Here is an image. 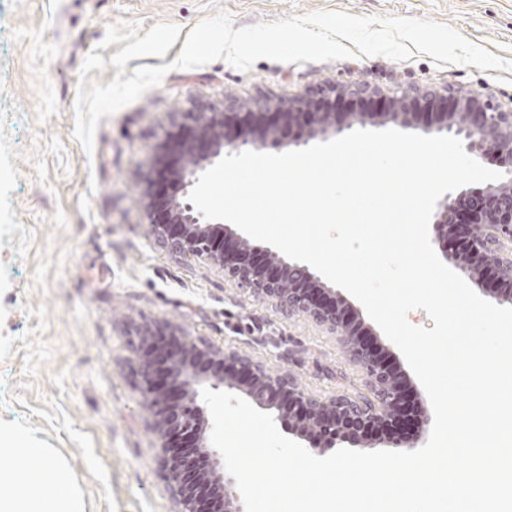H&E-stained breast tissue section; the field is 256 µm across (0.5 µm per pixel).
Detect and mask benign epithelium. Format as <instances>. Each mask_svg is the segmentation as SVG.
<instances>
[{"instance_id": "benign-epithelium-1", "label": "benign epithelium", "mask_w": 512, "mask_h": 512, "mask_svg": "<svg viewBox=\"0 0 512 512\" xmlns=\"http://www.w3.org/2000/svg\"><path fill=\"white\" fill-rule=\"evenodd\" d=\"M377 93L366 81H348L308 89L288 101L260 99L251 107L231 97L224 99L222 109L202 103L195 112L194 135L182 143L181 162L171 170L181 194L168 206L170 223L179 225L182 233L170 235L167 225L152 224L165 246L174 253L206 258L254 297L288 316L310 317L338 338L349 361L364 373L371 392L369 398L336 395L318 399L291 380L268 375L247 355L206 351L188 338L181 353L168 350L155 357L143 356L139 364L142 389L156 417L162 447H169L166 440L183 432L193 437L224 512H244V505L197 405L204 386L214 391L225 387L242 391L257 406L275 411L276 419L288 421V427L312 447L323 450L342 443L357 445L363 439L412 450L430 423L428 410L413 397L407 377L390 362L389 346L335 285L324 281L311 266L252 243L234 225L204 218L188 200L199 175L224 155L286 147L281 132L286 123L304 131L293 141L295 146L342 136L355 125L383 124L379 112L337 111L344 100L368 102ZM388 113L405 129L457 137L470 156L491 161L506 175V181L496 186L455 190L441 197L433 213L431 242L456 273L481 285L484 297L511 304L512 111L504 112L491 100L475 95L442 94L424 86L391 99ZM466 199L474 213L472 250L493 271L494 285H482L477 277L479 266L451 246L459 227L458 209ZM164 465L185 512H203L193 503L186 467L175 464L170 456Z\"/></svg>"}]
</instances>
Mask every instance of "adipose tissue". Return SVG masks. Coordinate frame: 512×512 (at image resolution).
<instances>
[{
    "label": "adipose tissue",
    "instance_id": "1",
    "mask_svg": "<svg viewBox=\"0 0 512 512\" xmlns=\"http://www.w3.org/2000/svg\"><path fill=\"white\" fill-rule=\"evenodd\" d=\"M11 446L12 463L0 467V512H81L68 471L58 459L18 439ZM49 484L57 495H45Z\"/></svg>",
    "mask_w": 512,
    "mask_h": 512
}]
</instances>
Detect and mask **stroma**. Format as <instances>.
I'll return each mask as SVG.
<instances>
[{
  "mask_svg": "<svg viewBox=\"0 0 512 512\" xmlns=\"http://www.w3.org/2000/svg\"><path fill=\"white\" fill-rule=\"evenodd\" d=\"M349 13L429 19L512 60V0H0V435L64 460L83 512H183L162 466L143 395V335L156 327L199 346L250 356L306 394L368 395L336 337L303 316L255 299L223 269L171 252L154 234L143 189L168 131L196 104L225 97L288 100L350 80L387 97L415 86L490 99L512 110V72L426 54L326 62L257 60L240 71L217 60L173 68L197 24L224 13L234 28L293 16ZM169 21L183 30L162 83L101 118L93 152L74 135L80 69L91 52L108 65L120 44L109 25Z\"/></svg>",
  "mask_w": 512,
  "mask_h": 512,
  "instance_id": "35a3bbf8",
  "label": "stroma"
}]
</instances>
